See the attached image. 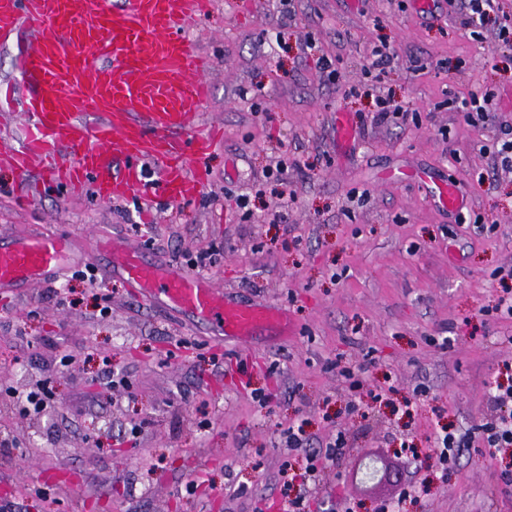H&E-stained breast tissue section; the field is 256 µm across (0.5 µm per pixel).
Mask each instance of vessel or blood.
Listing matches in <instances>:
<instances>
[{
  "mask_svg": "<svg viewBox=\"0 0 512 512\" xmlns=\"http://www.w3.org/2000/svg\"><path fill=\"white\" fill-rule=\"evenodd\" d=\"M0 0V43L22 33L19 58L29 93L20 146L0 152L29 189L51 183L97 198L195 199L204 178L189 158L211 150L219 125H198L211 97L210 61L187 36L207 0ZM139 293L163 294L177 309L215 324L219 335L248 340L283 325L278 310L233 301L200 276L145 262L139 249L101 244ZM69 238L29 237L0 244V289L45 280L69 260Z\"/></svg>",
  "mask_w": 512,
  "mask_h": 512,
  "instance_id": "b4317fda",
  "label": "vessel or blood"
}]
</instances>
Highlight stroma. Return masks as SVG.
Listing matches in <instances>:
<instances>
[{"label":"stroma","instance_id":"35a3bbf8","mask_svg":"<svg viewBox=\"0 0 512 512\" xmlns=\"http://www.w3.org/2000/svg\"><path fill=\"white\" fill-rule=\"evenodd\" d=\"M464 20L461 0L424 11L413 0H211L189 37L210 58L204 118L224 142L197 162L195 201L106 204L60 186L23 197L19 174L0 168V237L63 235L74 252L56 276L0 293V426L19 442L0 449V501L16 512H279L282 464L312 460L311 512H512L504 455L475 436L512 368V316L497 308L512 290V168L497 156L512 134V43L500 37L512 0L480 33ZM307 39L326 68L303 59ZM381 44L376 82L368 51ZM351 84L367 95H346ZM486 93L494 120L467 119L465 102ZM381 99L408 118L374 122ZM341 116L359 131L347 150ZM439 182L461 207L437 206ZM104 240L183 269L214 250L203 278L267 302L290 330L218 340L129 288ZM87 267L95 284L73 276ZM110 370L130 389L108 392ZM44 380L45 410L7 409L9 391ZM297 424L303 452L286 445ZM445 426L474 441L444 467L433 441ZM339 433L345 448L326 457ZM403 442L412 452L399 453ZM370 459L376 479L355 480Z\"/></svg>","mask_w":512,"mask_h":512}]
</instances>
